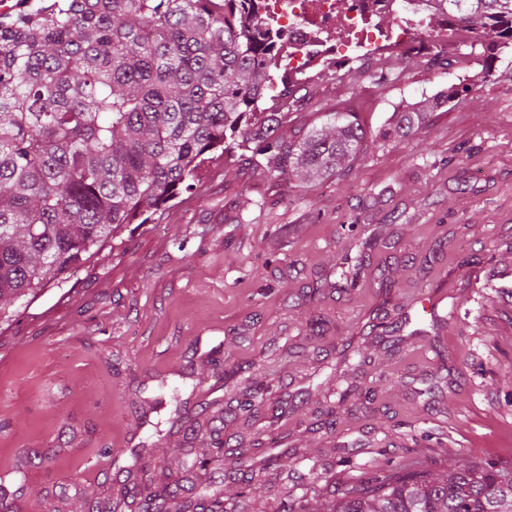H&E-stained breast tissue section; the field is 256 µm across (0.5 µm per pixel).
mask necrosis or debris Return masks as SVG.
Instances as JSON below:
<instances>
[{"label":"necrosis or debris","instance_id":"1","mask_svg":"<svg viewBox=\"0 0 512 512\" xmlns=\"http://www.w3.org/2000/svg\"><path fill=\"white\" fill-rule=\"evenodd\" d=\"M396 0H261V14L279 32L276 62L297 80L310 79L327 63L407 47L422 19L404 16L399 27L384 25Z\"/></svg>","mask_w":512,"mask_h":512}]
</instances>
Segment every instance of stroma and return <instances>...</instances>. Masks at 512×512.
I'll return each mask as SVG.
<instances>
[{"label": "stroma", "instance_id": "35a3bbf8", "mask_svg": "<svg viewBox=\"0 0 512 512\" xmlns=\"http://www.w3.org/2000/svg\"><path fill=\"white\" fill-rule=\"evenodd\" d=\"M431 39L439 64L384 53L300 85L287 135L332 112L364 128L346 172L302 186L238 152L209 160L155 223L122 227L0 322V474L26 449L58 451L27 470L23 512H82L81 489L118 495L110 464L86 472L104 448H141L152 473L180 467L185 444L154 400L179 396L191 414L228 401L214 349L262 401L255 420L226 416L225 437L290 451L254 472L247 499L226 480V512L311 510L388 465L512 463V70L485 72L448 31ZM452 83L466 93L415 134L381 137L392 113ZM353 269L357 287L336 290ZM404 313L418 335L373 333ZM349 344L365 364H337ZM345 388L370 399L339 403ZM331 413L335 430L320 428Z\"/></svg>", "mask_w": 512, "mask_h": 512}]
</instances>
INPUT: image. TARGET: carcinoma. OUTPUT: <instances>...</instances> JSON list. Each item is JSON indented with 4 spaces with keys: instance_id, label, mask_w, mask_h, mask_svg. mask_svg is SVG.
I'll list each match as a JSON object with an SVG mask.
<instances>
[{
    "instance_id": "cac0c4a2",
    "label": "carcinoma",
    "mask_w": 512,
    "mask_h": 512,
    "mask_svg": "<svg viewBox=\"0 0 512 512\" xmlns=\"http://www.w3.org/2000/svg\"><path fill=\"white\" fill-rule=\"evenodd\" d=\"M425 31L456 17L487 69L512 52V0H423ZM258 0H51L0 13V312L77 275L123 224L161 210L193 188L204 155L241 149L280 176L322 181L353 161L365 130L351 112H334L301 139L281 132L288 111L259 110L274 90V40ZM460 95L440 92L397 112L385 138L419 130L430 110ZM233 411L251 418L257 392L234 385ZM176 408L171 429L211 448L190 469L210 474L197 486L185 471L105 502L85 497L86 512H224L229 443L224 411ZM239 456L235 481L246 497L255 466L268 469L288 449ZM23 486L0 481V505L20 512ZM322 512H512V470L493 461L446 475L388 466L348 490L332 492Z\"/></svg>"
}]
</instances>
